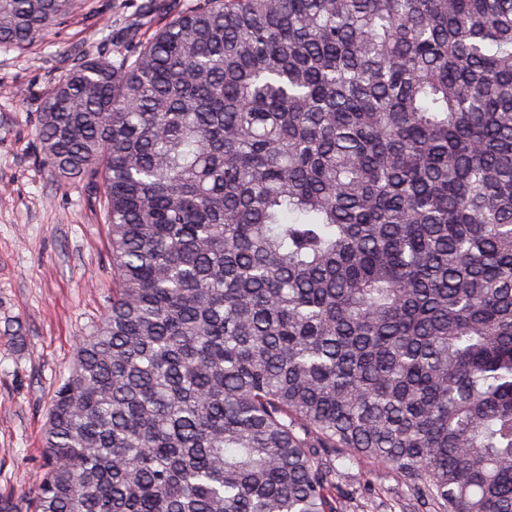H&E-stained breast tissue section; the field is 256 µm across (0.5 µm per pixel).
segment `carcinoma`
<instances>
[{
	"label": "carcinoma",
	"instance_id": "carcinoma-1",
	"mask_svg": "<svg viewBox=\"0 0 512 512\" xmlns=\"http://www.w3.org/2000/svg\"><path fill=\"white\" fill-rule=\"evenodd\" d=\"M82 5L0 0V45ZM110 52L36 139L112 297L0 512H344L359 456L512 512V0H198Z\"/></svg>",
	"mask_w": 512,
	"mask_h": 512
}]
</instances>
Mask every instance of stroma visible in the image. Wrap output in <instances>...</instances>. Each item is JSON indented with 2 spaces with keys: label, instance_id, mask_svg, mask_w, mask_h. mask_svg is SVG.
Instances as JSON below:
<instances>
[{
  "label": "stroma",
  "instance_id": "35a3bbf8",
  "mask_svg": "<svg viewBox=\"0 0 512 512\" xmlns=\"http://www.w3.org/2000/svg\"><path fill=\"white\" fill-rule=\"evenodd\" d=\"M143 0H90L89 7L29 49L0 47V494L23 501L43 464L53 393L78 338L101 319L112 294L107 227L82 181L40 166L36 124L71 55L104 36L126 47L166 21ZM354 494L346 512H401L396 473L360 458L341 468Z\"/></svg>",
  "mask_w": 512,
  "mask_h": 512
}]
</instances>
